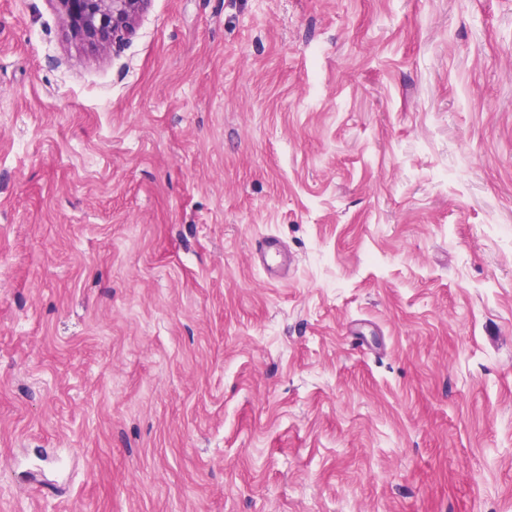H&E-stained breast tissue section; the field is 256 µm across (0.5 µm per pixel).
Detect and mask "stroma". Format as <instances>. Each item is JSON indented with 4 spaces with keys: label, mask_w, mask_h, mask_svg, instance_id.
<instances>
[{
    "label": "stroma",
    "mask_w": 512,
    "mask_h": 512,
    "mask_svg": "<svg viewBox=\"0 0 512 512\" xmlns=\"http://www.w3.org/2000/svg\"><path fill=\"white\" fill-rule=\"evenodd\" d=\"M510 226L512 0H0V512H512ZM71 36L106 50L132 32L146 0H54ZM257 262L267 271L271 280H279L291 265L288 255L279 236L265 235L253 244Z\"/></svg>",
    "instance_id": "1"
}]
</instances>
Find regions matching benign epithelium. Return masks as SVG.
<instances>
[{"label":"benign epithelium","mask_w":512,"mask_h":512,"mask_svg":"<svg viewBox=\"0 0 512 512\" xmlns=\"http://www.w3.org/2000/svg\"><path fill=\"white\" fill-rule=\"evenodd\" d=\"M71 36L98 50L132 32L146 0H54Z\"/></svg>","instance_id":"obj_1"}]
</instances>
